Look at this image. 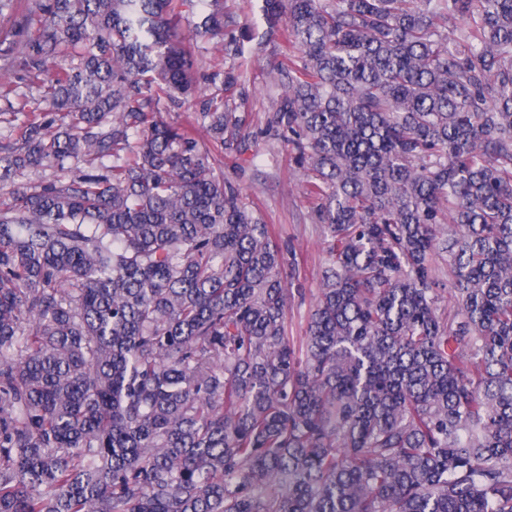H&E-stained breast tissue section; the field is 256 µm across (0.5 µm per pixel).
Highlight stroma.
<instances>
[{"label": "stroma", "instance_id": "1", "mask_svg": "<svg viewBox=\"0 0 512 512\" xmlns=\"http://www.w3.org/2000/svg\"><path fill=\"white\" fill-rule=\"evenodd\" d=\"M262 0H224V24L236 39L240 52L209 50L198 63L196 94L182 107L162 110L163 120L190 126L197 112L208 102L221 99L240 115L252 137L243 153L213 148L210 163L224 172L241 191L243 202L273 225L279 239L290 242L297 253L299 269L295 278L305 290L294 298L288 315V334L301 341L311 301L320 286L325 261L320 227L315 222L317 201L306 193L305 173L299 170L269 120L280 88L275 75L286 64L288 45L281 35L267 36ZM234 71L237 83L223 92L211 81L214 70Z\"/></svg>", "mask_w": 512, "mask_h": 512}]
</instances>
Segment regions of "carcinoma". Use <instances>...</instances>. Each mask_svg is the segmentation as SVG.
<instances>
[{
  "label": "carcinoma",
  "mask_w": 512,
  "mask_h": 512,
  "mask_svg": "<svg viewBox=\"0 0 512 512\" xmlns=\"http://www.w3.org/2000/svg\"><path fill=\"white\" fill-rule=\"evenodd\" d=\"M16 2L0 74L45 107L0 143V512H512V0H263L328 254L299 346L295 249L158 118L224 6L36 0L17 41Z\"/></svg>",
  "instance_id": "carcinoma-1"
}]
</instances>
